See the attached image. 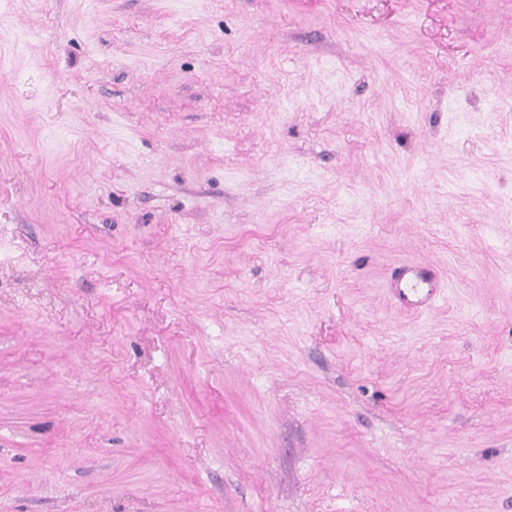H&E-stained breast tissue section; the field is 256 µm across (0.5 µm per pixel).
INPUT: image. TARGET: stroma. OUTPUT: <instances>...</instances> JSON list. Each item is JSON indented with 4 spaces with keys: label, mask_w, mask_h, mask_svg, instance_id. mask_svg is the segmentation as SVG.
<instances>
[{
    "label": "stroma",
    "mask_w": 512,
    "mask_h": 512,
    "mask_svg": "<svg viewBox=\"0 0 512 512\" xmlns=\"http://www.w3.org/2000/svg\"><path fill=\"white\" fill-rule=\"evenodd\" d=\"M0 512H512V0H0ZM390 288L406 309L412 312L430 311L445 299L440 277L430 267L417 263L400 266Z\"/></svg>",
    "instance_id": "obj_1"
}]
</instances>
